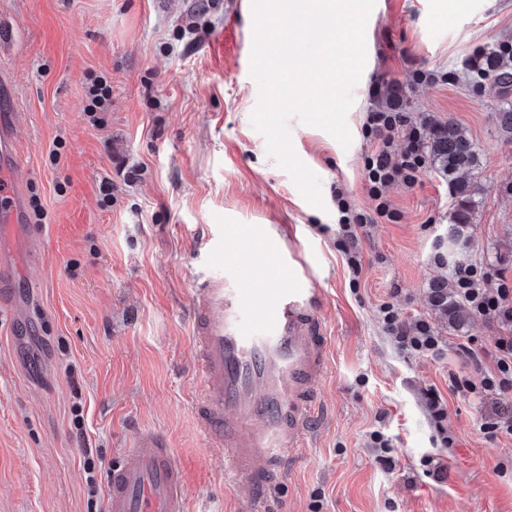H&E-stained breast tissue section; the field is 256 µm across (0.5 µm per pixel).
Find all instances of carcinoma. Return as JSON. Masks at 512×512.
Here are the masks:
<instances>
[{
    "label": "carcinoma",
    "instance_id": "1",
    "mask_svg": "<svg viewBox=\"0 0 512 512\" xmlns=\"http://www.w3.org/2000/svg\"><path fill=\"white\" fill-rule=\"evenodd\" d=\"M483 71L495 76L501 84L512 83V69L505 57L496 51L487 54ZM432 164L448 176V184L455 198L456 208L449 218L448 240L456 241L464 235V228L473 223L476 209L475 188L463 173H473L480 168V158L476 145L469 140L452 120L437 124L434 133L426 143ZM436 303L448 313V323L459 325L463 321L461 301L455 291L444 284L434 286Z\"/></svg>",
    "mask_w": 512,
    "mask_h": 512
}]
</instances>
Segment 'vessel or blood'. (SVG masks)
Instances as JSON below:
<instances>
[{
    "instance_id": "1",
    "label": "vessel or blood",
    "mask_w": 512,
    "mask_h": 512,
    "mask_svg": "<svg viewBox=\"0 0 512 512\" xmlns=\"http://www.w3.org/2000/svg\"><path fill=\"white\" fill-rule=\"evenodd\" d=\"M15 122L0 124V159L17 161ZM26 186L0 178V305L24 271L11 239L40 238ZM217 250L211 276L193 290L191 320L200 385L193 415L203 438L223 447L226 469L253 505L288 473L303 447L326 363L316 289L296 255L267 256L245 237ZM108 512H186L182 471L164 438L141 433L107 482Z\"/></svg>"
}]
</instances>
